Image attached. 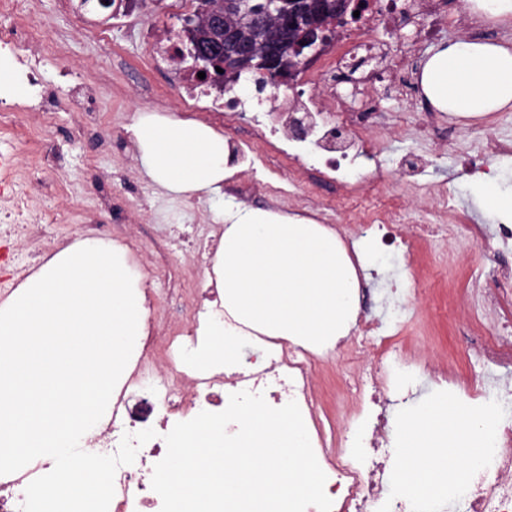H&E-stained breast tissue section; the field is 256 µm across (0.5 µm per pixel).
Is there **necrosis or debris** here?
<instances>
[{
	"label": "necrosis or debris",
	"mask_w": 512,
	"mask_h": 512,
	"mask_svg": "<svg viewBox=\"0 0 512 512\" xmlns=\"http://www.w3.org/2000/svg\"><path fill=\"white\" fill-rule=\"evenodd\" d=\"M376 10L367 16L368 25L346 35L341 56L329 58L327 69L342 70L344 65L361 67L363 57L373 54L374 43L367 28L377 19L393 24L414 5L415 0H375ZM0 49L25 70L30 85L38 87L41 110L38 123L30 127L32 139H39L43 124L58 110L54 91L37 71L32 53H55L56 44L43 41L29 25L16 24L0 29ZM310 113L309 134L324 159L326 169L335 172L347 193H355L342 166L350 153H369V115L348 113L346 134L337 135L335 99L308 98L302 103ZM5 176L0 179V223L8 232L29 240L35 253L54 255L65 243L50 235L43 220H23L32 200L20 186L26 176L11 160L0 161ZM403 209L400 199L388 201L383 210L372 211L367 223L356 225L358 236H376L383 249L414 253L418 236L402 230L396 219ZM445 221L435 233L464 238L482 244L495 239L499 252H512V224L487 227L462 223L454 206L444 211ZM224 233L220 224H203L198 229L199 248L191 257L194 274L203 281L182 317L161 325L146 317L142 334L135 341L134 357L112 397V415L99 432L86 442L89 453L111 455L117 452L124 434L154 429L156 435L141 446L133 464L120 466L114 479L112 512H160L162 501L151 487L153 468L167 448L163 430L187 421L190 411H223L232 392L263 394L274 403L296 402L307 427L313 432V450L327 480L325 492L332 501L331 512H377L389 505L390 512H412L405 498H390L386 489L393 459L390 448L387 407L391 398H407L410 385L406 375L420 368L422 360L407 345L404 331L411 289L400 291L390 324H383L368 311H359L354 328L353 349L363 357L358 366L346 367L343 378L346 402L344 417L324 411L313 392L314 368L318 361L333 355V348L315 350L300 342L241 331L238 341L252 350L246 364L223 370L203 371L183 358L188 348L200 343L199 330L224 316V299L217 286L214 257ZM465 347L481 369L470 376L449 380L446 371L434 368L431 381L441 389L454 387L468 399L485 404L500 401L507 410L499 427L500 445L490 466L473 477L463 497L443 512H512V381L494 376L497 368L512 366V337L499 333L497 326L479 323L470 327Z\"/></svg>",
	"instance_id": "4bbe7bcc"
}]
</instances>
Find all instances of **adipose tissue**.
Returning a JSON list of instances; mask_svg holds the SVG:
<instances>
[{"instance_id": "1", "label": "adipose tissue", "mask_w": 512, "mask_h": 512, "mask_svg": "<svg viewBox=\"0 0 512 512\" xmlns=\"http://www.w3.org/2000/svg\"><path fill=\"white\" fill-rule=\"evenodd\" d=\"M420 85L440 112L475 119L501 111L512 105V47L466 38L439 46L421 69ZM130 130L146 176L172 192L215 190L235 173L223 135L208 125L153 114ZM216 218L224 224L217 267L226 318L321 348L348 335L358 274L378 265L372 248L346 247L335 230L295 215L244 208ZM230 334L224 321L213 323L186 360L207 369L233 362Z\"/></svg>"}]
</instances>
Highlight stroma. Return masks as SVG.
I'll return each instance as SVG.
<instances>
[{"label": "stroma", "instance_id": "35a3bbf8", "mask_svg": "<svg viewBox=\"0 0 512 512\" xmlns=\"http://www.w3.org/2000/svg\"><path fill=\"white\" fill-rule=\"evenodd\" d=\"M25 23L41 28L49 41L64 45V55L45 54L39 69L53 81L60 107L44 134V144L56 155L55 167L36 165L35 154L13 138L0 139V154L31 168L28 189L37 196L39 209H61L70 221L52 225L61 239L79 237L85 221L101 227L107 240L125 246L134 259L143 285L157 304V315L171 319L170 299L190 287L191 277L184 254L173 255L154 247L145 235L151 224H209L216 207L260 208L312 218L347 235L348 223H361V209L388 195L406 202L402 222L437 224L447 196L467 223L487 224L468 188L472 173L467 166L475 157L476 139L493 138L512 144V106L484 119H460L435 110L421 88L404 93L397 75L385 81H367L362 71L349 70L337 80L313 86L304 78L280 87L276 99H258L253 80L243 79L232 93L245 104L232 123L213 112H185L175 87V75L166 67L151 64V46L145 29L155 33L180 31L184 12L179 0H143L137 17L112 27L109 42L84 35L86 27L105 25L106 14L84 12L73 0H15ZM442 15H430L418 5L413 15L396 25L374 26L368 34L373 43L394 59L404 60L412 72H420L434 48L459 38L481 41H512V27H490L470 17L461 0H447ZM82 90L85 109L73 111L71 94ZM323 98L336 96L342 111L373 108L370 136L378 146L374 163L367 170L355 204L354 216L342 213V193L335 183L317 182L305 160L280 164L276 154L257 158L252 118L263 112L266 125L275 127L274 142L288 143L285 117L276 113L277 98ZM155 113L172 120L192 119L212 127L240 150L237 172L215 191L174 194L152 182L142 171L139 151L129 132L142 114ZM378 270L367 281V307L380 319L389 316L388 300L393 286L417 282L420 294L412 300L414 316L406 333L415 352L430 365L447 369L449 375L468 374L473 363L457 340L467 328L469 308H477L488 321L497 314L485 299L494 287L500 264H512V255L502 257L493 250L451 240L424 238L412 260L392 263L380 256ZM467 291L471 306L449 307L448 290ZM358 358L348 345L335 356L321 361L315 374L314 393L324 407H332L342 387V371Z\"/></svg>", "mask_w": 512, "mask_h": 512}]
</instances>
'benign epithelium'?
<instances>
[{
  "label": "benign epithelium",
  "instance_id": "obj_1",
  "mask_svg": "<svg viewBox=\"0 0 512 512\" xmlns=\"http://www.w3.org/2000/svg\"><path fill=\"white\" fill-rule=\"evenodd\" d=\"M364 6L363 0H197L195 9L181 17V32L210 40L193 54L195 72L226 90L242 75L255 74L260 94L269 85L290 83ZM286 127L295 139L309 130L305 117L293 112Z\"/></svg>",
  "mask_w": 512,
  "mask_h": 512
}]
</instances>
